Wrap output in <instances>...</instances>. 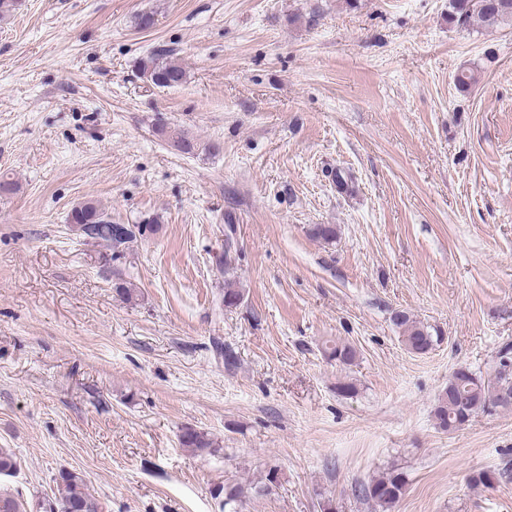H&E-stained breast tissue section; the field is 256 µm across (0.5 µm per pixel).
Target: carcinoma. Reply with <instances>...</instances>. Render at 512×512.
Listing matches in <instances>:
<instances>
[{
	"label": "carcinoma",
	"instance_id": "1",
	"mask_svg": "<svg viewBox=\"0 0 512 512\" xmlns=\"http://www.w3.org/2000/svg\"><path fill=\"white\" fill-rule=\"evenodd\" d=\"M486 5L478 6V0H449L448 22L458 27H467L477 20L486 26H497L512 22V0H485ZM143 77L152 85L173 88L185 80L183 68L160 54H152L140 62ZM169 139L178 144L179 150L192 153L196 144L183 132L161 128ZM93 223L96 228V244L108 250L105 261L116 262L131 251L132 244L139 238L154 234L161 228L159 218L149 216L138 224L123 225V236L116 238V224L111 215L97 204L86 201L75 206L69 214V223L80 237L82 225ZM393 322L402 332L406 348L419 355L432 351L443 339L441 333L424 326L404 312H397ZM328 358L344 364L356 358V351L349 345L336 344L328 348ZM512 393V372L506 373L501 364H496L494 374L488 378L467 368L455 370L448 378V384L433 409L438 426L446 431H456L470 419L491 408H508L502 402L504 392ZM180 444L185 448L205 451L214 447V441L207 434L186 427L179 435ZM19 469L15 453L9 448H0V478L12 477ZM53 500L42 504L44 512H105L103 503L86 492L83 475L72 470H61L54 478ZM407 479L404 472L392 468L358 487V495L376 503L382 508L391 507L406 491ZM224 495V507L233 509L241 501L243 489L236 484H226L219 489ZM0 512H27V502L20 494L0 488Z\"/></svg>",
	"mask_w": 512,
	"mask_h": 512
}]
</instances>
